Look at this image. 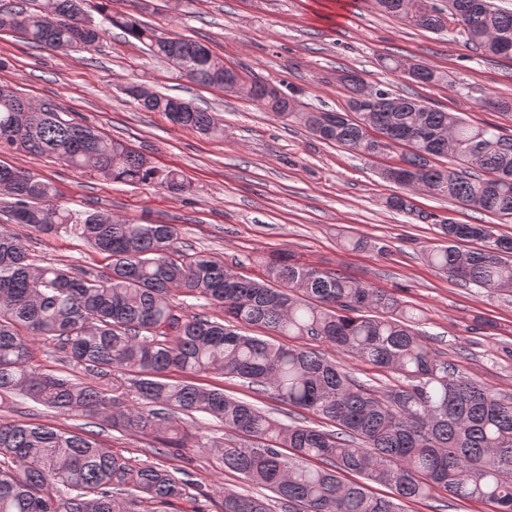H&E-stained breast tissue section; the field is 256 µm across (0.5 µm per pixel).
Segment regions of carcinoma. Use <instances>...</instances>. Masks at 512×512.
I'll return each instance as SVG.
<instances>
[{"label": "carcinoma", "mask_w": 512, "mask_h": 512, "mask_svg": "<svg viewBox=\"0 0 512 512\" xmlns=\"http://www.w3.org/2000/svg\"><path fill=\"white\" fill-rule=\"evenodd\" d=\"M112 0H52V14L21 9L13 32L45 49L67 53L78 42L96 50L112 27L191 80L213 84L214 58L204 43L164 36L135 14H112ZM387 14L430 32L453 30L492 56H512V11L497 0H376ZM101 16L95 24L90 12ZM340 111L302 110L296 98L256 100L264 112L308 129L318 139L366 157L402 144L401 165L382 178L466 209L512 219V135L461 114L373 88L370 111L353 104L363 94L356 74ZM412 80L438 85L445 76L419 64ZM127 93L149 112L213 138H224L214 115L142 85ZM55 103H33L0 84V150L61 159L112 182L188 190L172 170L159 171L142 153L73 118ZM16 224L46 234H73L106 261L104 270L42 265L28 237L0 232V405L26 396L61 415L112 419L115 429L162 433L174 448H194L179 415L210 416L244 442L224 449V470L256 494L224 491L222 512H403V502L450 493L512 512V397L468 378L423 340V310L394 293L291 256L262 260L263 274L239 275L224 261L179 248L178 227L119 219L108 211L76 213L58 202L49 181L0 164V197ZM439 243L424 249L429 266L494 294L512 293V237L491 224H438ZM478 247L464 250L461 242ZM203 298L224 318L189 315L172 292ZM328 344L401 378L378 388L363 383L304 345L286 346L248 334ZM54 343L90 376L82 381L34 361V340ZM130 376L142 406L109 417L112 398L93 382ZM171 372L185 380L170 382ZM238 379L256 393L333 424L324 430L285 423L254 404L224 394L199 376ZM291 449L286 454L283 449ZM356 479L347 480L345 476ZM385 485L388 497L367 483ZM271 495H266V492ZM186 484L169 470L136 466L102 446L93 431L49 424L0 422V512H155L184 499Z\"/></svg>", "instance_id": "1"}]
</instances>
